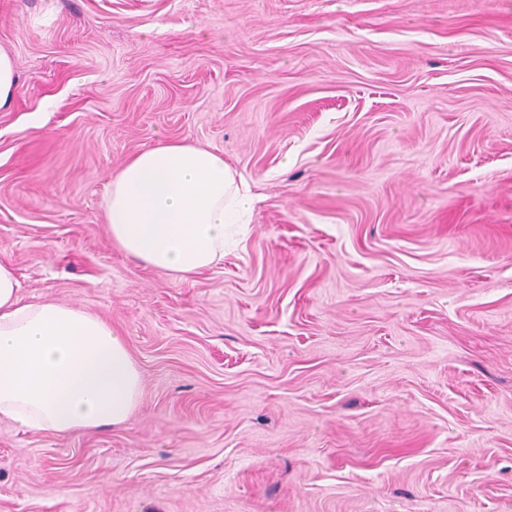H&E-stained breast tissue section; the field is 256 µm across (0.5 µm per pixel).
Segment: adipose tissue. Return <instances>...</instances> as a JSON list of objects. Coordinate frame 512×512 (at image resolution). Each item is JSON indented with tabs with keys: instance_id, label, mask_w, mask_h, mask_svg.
I'll return each mask as SVG.
<instances>
[{
	"instance_id": "obj_1",
	"label": "adipose tissue",
	"mask_w": 512,
	"mask_h": 512,
	"mask_svg": "<svg viewBox=\"0 0 512 512\" xmlns=\"http://www.w3.org/2000/svg\"><path fill=\"white\" fill-rule=\"evenodd\" d=\"M252 183L212 150L162 142L111 177L103 211L111 242L173 276L213 267L254 217ZM138 365L103 318L58 303L29 304L0 261V422L59 435L118 426L134 412Z\"/></svg>"
}]
</instances>
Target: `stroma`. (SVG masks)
Returning a JSON list of instances; mask_svg holds the SVG:
<instances>
[{
    "instance_id": "1",
    "label": "stroma",
    "mask_w": 512,
    "mask_h": 512,
    "mask_svg": "<svg viewBox=\"0 0 512 512\" xmlns=\"http://www.w3.org/2000/svg\"><path fill=\"white\" fill-rule=\"evenodd\" d=\"M0 49V261L142 377L1 422L0 512H512V0H0ZM173 140L259 195L185 279L102 209ZM18 84L14 59L0 49V109L11 105Z\"/></svg>"
}]
</instances>
